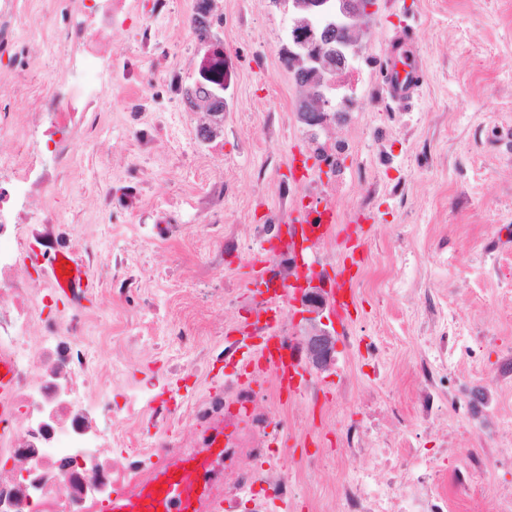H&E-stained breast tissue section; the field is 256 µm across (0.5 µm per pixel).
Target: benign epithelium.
I'll use <instances>...</instances> for the list:
<instances>
[{
    "mask_svg": "<svg viewBox=\"0 0 512 512\" xmlns=\"http://www.w3.org/2000/svg\"><path fill=\"white\" fill-rule=\"evenodd\" d=\"M294 18L288 36L298 57L304 60L302 84L309 88L308 101L299 108L300 119L322 125L341 110L330 95L327 75L353 66L354 22L367 11L363 0H293ZM309 367L326 368L335 352V339L325 329L307 337Z\"/></svg>",
    "mask_w": 512,
    "mask_h": 512,
    "instance_id": "obj_1",
    "label": "benign epithelium"
}]
</instances>
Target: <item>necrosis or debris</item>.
Segmentation results:
<instances>
[{"instance_id":"obj_1","label":"necrosis or debris","mask_w":512,"mask_h":512,"mask_svg":"<svg viewBox=\"0 0 512 512\" xmlns=\"http://www.w3.org/2000/svg\"><path fill=\"white\" fill-rule=\"evenodd\" d=\"M134 0H47L39 25L67 62L29 94L28 106L12 118L21 140L16 153L0 159V359L11 370L12 389L5 399L9 426L0 431V512H101L115 491L137 492L173 459L196 451L179 426L204 434L221 423L228 453L246 456V467H228L212 484L210 497L223 512H269L289 505L301 488L277 451L280 422L261 408L257 396L276 395L270 373H257L259 390L245 389L229 375L223 388L208 386L214 359L236 365L246 344L243 336H222L203 328L207 343L197 346L188 364L173 374L190 373L200 390L184 410L149 390L125 384L123 375L93 361L86 337L73 314L44 313L45 294L19 274L21 227L17 210L31 194L33 177L49 164H64L70 137L85 113L107 112L114 99L111 38L125 29ZM46 143L33 145L35 134ZM292 268L287 256H274L261 292L249 301L254 319L266 305L282 302L279 288ZM432 354L417 362L422 386L417 415L433 426L448 397V324L437 323ZM121 392L122 406L112 404ZM155 429L150 446L137 447L144 423ZM368 428L351 424L344 432V455L361 462L358 474L345 477L331 495L342 512H448V495L433 463L417 467V451L398 453L369 445Z\"/></svg>"}]
</instances>
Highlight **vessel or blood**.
Segmentation results:
<instances>
[{
  "mask_svg": "<svg viewBox=\"0 0 512 512\" xmlns=\"http://www.w3.org/2000/svg\"><path fill=\"white\" fill-rule=\"evenodd\" d=\"M408 37L391 41L384 64L385 88L395 101L407 102L414 98L421 72L409 63L405 47ZM287 222L295 236L293 260L302 268L317 265L315 255L319 241L334 233L339 222L335 208L317 206L308 210L289 211ZM363 244L347 240L346 255L331 270L323 272L318 282L324 298L337 320H345L357 298V287L352 273L351 259ZM273 256L267 244H259L249 264L250 282L263 279L269 259ZM47 275L54 288L74 301L84 299L88 289L86 268L76 255L68 250L54 251L47 260ZM272 321L263 340L244 362V369L268 371L275 375L282 390L298 394L308 372L300 348L293 341L280 336L274 327L280 317L279 307H269ZM224 434L216 432L204 454L184 459L162 468L155 478L136 494L115 492L108 506L109 512H204L209 506L207 489L214 475L223 468Z\"/></svg>",
  "mask_w": 512,
  "mask_h": 512,
  "instance_id": "obj_1",
  "label": "vessel or blood"
}]
</instances>
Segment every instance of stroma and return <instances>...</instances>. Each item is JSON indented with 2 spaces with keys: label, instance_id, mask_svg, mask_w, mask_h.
<instances>
[{
  "label": "stroma",
  "instance_id": "1",
  "mask_svg": "<svg viewBox=\"0 0 512 512\" xmlns=\"http://www.w3.org/2000/svg\"><path fill=\"white\" fill-rule=\"evenodd\" d=\"M152 2H135L134 20H151L155 32L135 67L193 71L204 45L190 51L172 41L192 0H174L173 14L159 17ZM216 6L227 23L210 37L223 39L231 75L221 121L179 111L160 83L145 114L157 135L150 145L141 144L126 113H88L67 164L34 184L33 205L18 215L22 273L44 287L43 198L52 196L56 221L74 235L90 282L82 307L71 308L56 292L53 311L74 312L84 335H97L114 320L99 305L113 270L135 278L140 289L123 306L149 330L138 356L123 363V376L157 393L166 380L155 352L167 340L170 319L195 321L179 299L194 296L200 284L220 290L229 281L240 303L228 308L215 298L209 319L226 326L246 321L252 291L244 281L245 257L257 246L251 226L275 217L287 187L301 192L315 184L338 212L362 211L371 221L350 322L355 342L337 344L320 371L319 402L296 396L287 403L309 431L280 433L288 470L302 478L293 512H308L307 502L325 498L353 469L326 417L350 423L367 413L377 423L375 437L437 458L448 512H512L502 494L512 472L491 469L467 488L453 485L464 462L459 449L512 456V386L500 383L503 370L512 368V0H375L357 19L355 37L356 66L377 104L365 112L347 108L327 127L326 142L348 140L354 149L336 167H313L307 183L294 180L290 169L293 155L314 156L299 118L307 93L264 53L282 39L286 21L269 14L262 0H217ZM408 32L424 81L410 102L398 103L384 89L382 66L389 41ZM36 34L29 24L17 29L13 55L0 59V70L20 66L41 81L58 68L56 46L30 54ZM202 126L212 128L209 139L196 136ZM217 179L224 184L220 215L204 205ZM372 182L379 191L370 196ZM228 229L239 236L238 251L224 250ZM429 302L446 308L448 327L462 341L448 358L447 413L424 430L415 423L410 368L431 350L421 321ZM312 457L322 458L323 467L306 470Z\"/></svg>",
  "mask_w": 512,
  "mask_h": 512
}]
</instances>
